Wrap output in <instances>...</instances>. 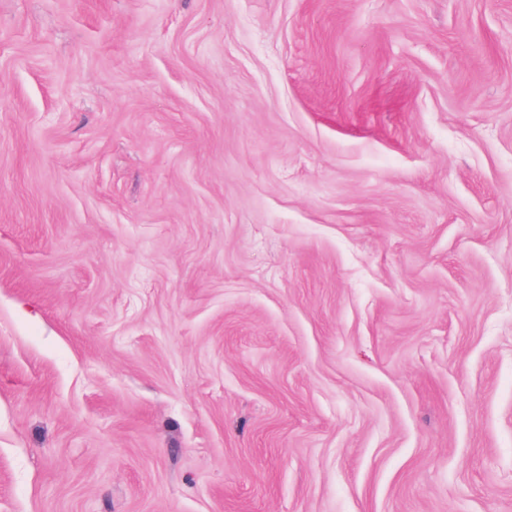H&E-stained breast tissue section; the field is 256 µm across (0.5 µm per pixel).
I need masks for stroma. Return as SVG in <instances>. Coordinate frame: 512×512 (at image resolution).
Returning a JSON list of instances; mask_svg holds the SVG:
<instances>
[{
  "label": "stroma",
  "mask_w": 512,
  "mask_h": 512,
  "mask_svg": "<svg viewBox=\"0 0 512 512\" xmlns=\"http://www.w3.org/2000/svg\"><path fill=\"white\" fill-rule=\"evenodd\" d=\"M0 512H512V0H0Z\"/></svg>",
  "instance_id": "stroma-1"
}]
</instances>
